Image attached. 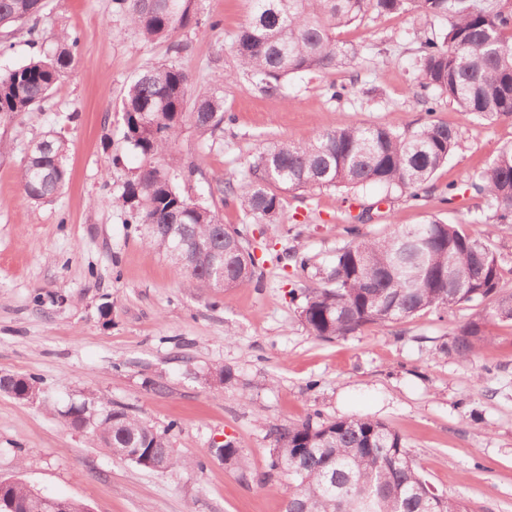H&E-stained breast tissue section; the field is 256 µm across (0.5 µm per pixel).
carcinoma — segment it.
Listing matches in <instances>:
<instances>
[{"label": "carcinoma", "instance_id": "carcinoma-1", "mask_svg": "<svg viewBox=\"0 0 512 512\" xmlns=\"http://www.w3.org/2000/svg\"><path fill=\"white\" fill-rule=\"evenodd\" d=\"M247 24L237 33L238 73L264 94L281 91L295 73L323 72L345 63L336 30L369 13L412 15L419 42L414 80L446 96L459 108L487 121H512V8L497 0H250ZM144 40H172L192 24L193 0H113ZM42 0H0V29L36 18ZM443 18L444 38L428 35L429 22ZM77 34L63 32L53 48L0 72V116L28 112L51 94L76 61ZM123 137L144 159L118 203L131 223L144 229L146 245L162 252L186 273L189 288H247L257 278L256 259L243 233L222 224L218 213L184 194L171 177L180 167L176 142L189 126L213 134L231 118L224 99L195 93L189 75L174 61L149 67L134 77L122 98ZM25 156L20 182L27 200L46 202L69 178L67 140L53 132ZM458 136L446 124L430 122L409 131L391 125L337 126L318 130L307 141H283L261 153L252 180L239 189L227 179L219 192L236 202L244 218L278 224L280 190L336 188L348 192L375 185L390 196L417 200L434 174L454 153ZM480 201L479 224L512 228V147L506 148L468 184ZM343 245L317 288L302 292L299 317L321 340L345 338L364 327L387 326L421 312L440 315L471 302L485 314L460 324L450 350L468 359L489 338L487 326L512 327V291L488 242L455 224L430 218L378 238L359 235L354 224L338 229ZM35 399L40 380L29 375L0 377V391ZM70 425L86 430L93 444L147 471H174L187 461L174 455L166 432H159L123 408L101 406L98 397L68 411ZM267 437L269 472L288 477L284 512H468L460 497L433 492L410 458L406 442L382 421L347 416L275 425ZM220 456L234 469L244 458L232 440ZM0 494L18 503L33 488L22 481L0 485Z\"/></svg>", "mask_w": 512, "mask_h": 512}]
</instances>
